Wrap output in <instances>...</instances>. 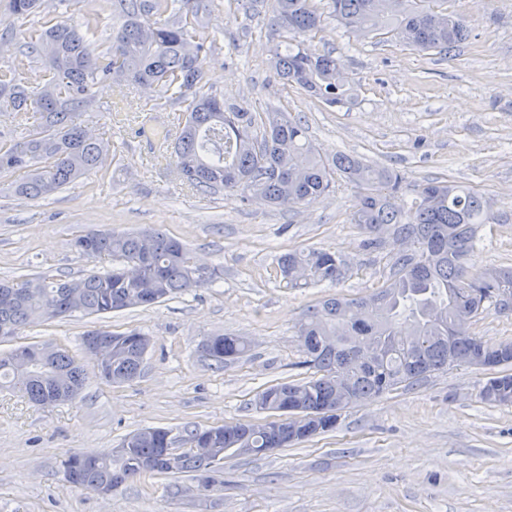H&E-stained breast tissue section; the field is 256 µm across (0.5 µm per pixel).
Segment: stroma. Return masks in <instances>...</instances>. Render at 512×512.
<instances>
[{
  "label": "stroma",
  "instance_id": "obj_1",
  "mask_svg": "<svg viewBox=\"0 0 512 512\" xmlns=\"http://www.w3.org/2000/svg\"><path fill=\"white\" fill-rule=\"evenodd\" d=\"M470 15L468 38L452 56L422 54L389 36L366 41L327 20L312 48L334 51L356 89L353 105L331 108L271 69L267 17L210 14L220 39L207 76L225 100L276 108L301 119L323 157L356 154L417 185L432 178L472 186L490 221L466 258L470 272L512 265V0H448ZM101 111L86 117L114 156L98 174L45 200L15 196L0 178V280L79 277L110 268L82 257L74 238L89 228H159L207 263L223 267L212 288L148 308L35 322L0 339V354L49 344L82 356L92 328L137 329L152 338L139 377L112 385L89 375L72 402L39 407L0 391V512H512V406L483 403V371L451 367L349 409L335 431L263 456L224 461V486L198 496L167 494L171 475L144 474L107 496L67 483L71 453L101 454L146 426L179 429L265 420L255 395L312 376L296 333L308 307L328 295L364 296L387 278L399 251L363 248L351 224L353 191L294 211L242 202L236 194L183 188L173 160L154 158L142 135L156 114L175 128L183 113L155 88L121 95L94 89ZM122 100L127 120L108 107ZM322 247L346 260L337 284L291 290L277 259L291 248ZM223 333L246 339L247 356L215 369L199 345Z\"/></svg>",
  "mask_w": 512,
  "mask_h": 512
}]
</instances>
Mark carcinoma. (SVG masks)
I'll list each match as a JSON object with an SVG mask.
<instances>
[{
	"mask_svg": "<svg viewBox=\"0 0 512 512\" xmlns=\"http://www.w3.org/2000/svg\"><path fill=\"white\" fill-rule=\"evenodd\" d=\"M261 0H228L234 13L251 17ZM271 0L269 33L274 74L297 85L330 107L354 102L353 85L330 50L307 45L326 19L347 31L374 38L388 34L421 53L447 56L468 36L469 17L448 9V0ZM80 0H5L13 24L22 27L23 44L15 58L0 65V105L16 113L25 135H0V177L13 193L46 199L73 180L102 168L109 154L103 139L86 132L79 118L99 106L95 85L110 81L131 90L147 84L184 112L176 132L157 134L164 151L174 155L175 173L192 191L239 194L246 202L295 211L326 197L336 178L356 192L352 223L415 250L400 254L384 284L358 298L332 296L307 309L298 325L314 370L306 381L278 383L257 394L255 406L277 416L302 413L315 417L294 440H274L256 423L194 426L179 433L183 444L214 449L211 458L191 450L170 460L171 430L145 427L126 435L120 446L101 456L70 455L63 463L71 483L92 491L120 488L144 473L210 474L208 490L224 484L221 464L228 455L262 456L267 448H285L336 430L348 409L370 403L401 386H413L453 366L486 371L480 399L512 405V343L488 344L473 333L456 335L461 321L476 322L489 308L512 312V266H491L470 273L463 259L475 247L476 228L488 220L487 201L477 191L450 182L428 181L407 189L392 169L345 153L323 159L301 121L268 109L256 111L227 104L213 90L204 57L216 42L207 0H112V33L99 36L98 15L86 13L77 25L62 20ZM43 67V83L32 87L27 72ZM75 242L94 259L112 267L77 279L38 278L0 282L13 293L0 302V328L17 332L36 320L103 315L148 307L180 294L210 288L222 269L209 265L180 240L158 230L116 233L87 229ZM290 288L338 283L348 274L339 254L327 249L290 250L278 259ZM98 339L112 347V363L95 365L114 384L140 375L147 353L146 334L93 329L82 348ZM371 354L360 359L361 344ZM250 350L238 336H209L201 352L216 366L234 362ZM349 390L336 386V377ZM86 380L83 366L67 351L56 352L52 366L18 373L10 356H0V386L17 388L29 402L50 406L69 401Z\"/></svg>",
	"mask_w": 512,
	"mask_h": 512,
	"instance_id": "1",
	"label": "carcinoma"
}]
</instances>
